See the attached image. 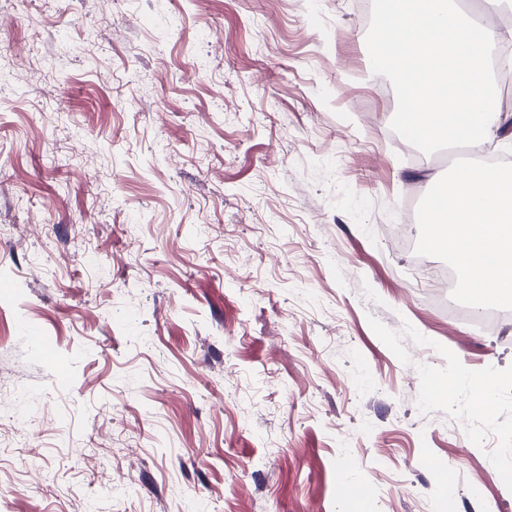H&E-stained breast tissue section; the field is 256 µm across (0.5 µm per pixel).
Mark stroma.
<instances>
[{
    "label": "stroma",
    "instance_id": "35a3bbf8",
    "mask_svg": "<svg viewBox=\"0 0 512 512\" xmlns=\"http://www.w3.org/2000/svg\"><path fill=\"white\" fill-rule=\"evenodd\" d=\"M362 2L0 0V512H512Z\"/></svg>",
    "mask_w": 512,
    "mask_h": 512
}]
</instances>
